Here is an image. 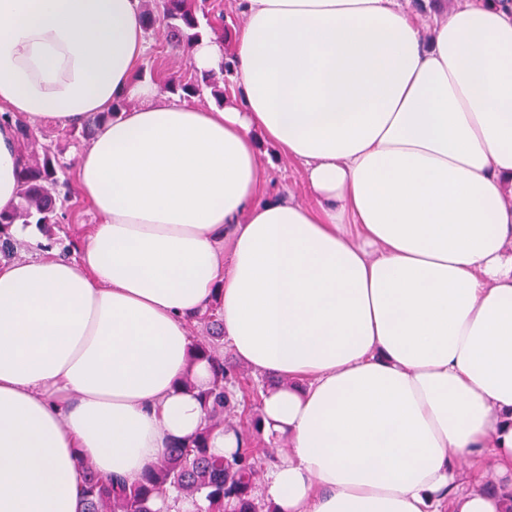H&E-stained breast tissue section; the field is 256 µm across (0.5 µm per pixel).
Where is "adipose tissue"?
<instances>
[{"instance_id": "1", "label": "adipose tissue", "mask_w": 512, "mask_h": 512, "mask_svg": "<svg viewBox=\"0 0 512 512\" xmlns=\"http://www.w3.org/2000/svg\"><path fill=\"white\" fill-rule=\"evenodd\" d=\"M407 2L239 0L232 56L189 50L232 63L201 109L140 77L139 0H0V209L16 121L93 120L76 185L99 216L74 259L9 229L39 254L0 260V512H78L84 463L133 484L200 429L189 326L214 303L277 380V512L512 506V5L456 0L426 38ZM284 157L311 204L267 189Z\"/></svg>"}]
</instances>
